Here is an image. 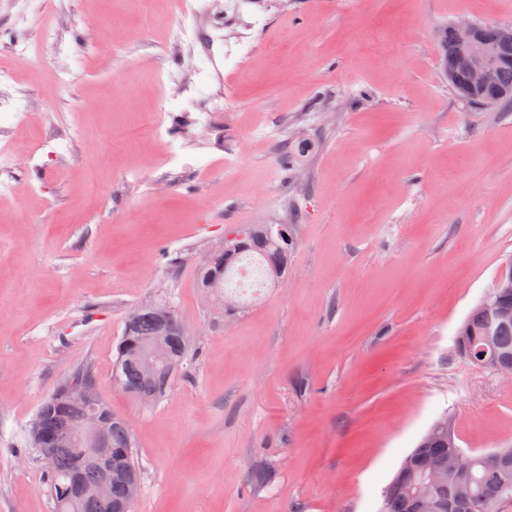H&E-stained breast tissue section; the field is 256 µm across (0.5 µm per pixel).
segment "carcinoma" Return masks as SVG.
<instances>
[{"label": "carcinoma", "mask_w": 512, "mask_h": 512, "mask_svg": "<svg viewBox=\"0 0 512 512\" xmlns=\"http://www.w3.org/2000/svg\"><path fill=\"white\" fill-rule=\"evenodd\" d=\"M482 37L497 51L492 79L479 91L472 90L468 73L453 68L456 54L465 49L461 36L450 24L441 35L442 67L448 69V84L466 103L477 108L512 102V30L483 27ZM271 224H253L240 248L234 251L222 249L213 255L199 271L200 287L225 289V283L233 268L243 256H253L262 265L266 279L272 283L288 273V251L292 242H284L272 233ZM160 306L134 309L126 319L122 336L117 345L112 367V382L131 397L145 403L157 402L166 395L165 380L181 373L189 348V339L177 315L167 325H161ZM150 343H158L164 357L156 371L148 374L143 370L141 356ZM455 348L458 356L469 361L487 357L502 366L512 363V321L508 322L494 311L476 305L456 333ZM80 382L95 394L97 409L111 418L110 446L112 448V501H90L71 508L65 503L70 476L78 465L77 452L71 445L57 443L50 446L51 464L45 467L46 481L51 498L56 505L54 512H114L115 506L124 501L126 487L133 477L141 478V469L134 451L133 434L125 417L97 395V383L91 366L79 365L70 376L41 404L44 428L62 432L72 421L83 417V407L60 406V391L70 382ZM451 418H443L432 424L419 440L413 452L418 454V469L405 483L391 480L382 495V503L390 504V512H404L406 501L417 495L423 485V468L437 466L456 455L466 463L465 477L470 481V495L457 512H499L500 499L512 494V446L500 451H471L461 448Z\"/></svg>", "instance_id": "carcinoma-1"}]
</instances>
